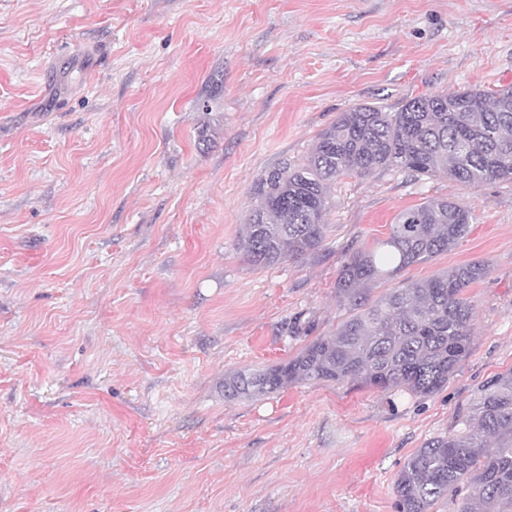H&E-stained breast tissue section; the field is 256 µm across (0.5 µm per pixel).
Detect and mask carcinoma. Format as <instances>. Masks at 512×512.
I'll return each mask as SVG.
<instances>
[{
	"label": "carcinoma",
	"instance_id": "carcinoma-1",
	"mask_svg": "<svg viewBox=\"0 0 512 512\" xmlns=\"http://www.w3.org/2000/svg\"><path fill=\"white\" fill-rule=\"evenodd\" d=\"M390 167L415 177L444 174L467 187L512 182V86L420 95L397 112L359 104L339 113L303 162L285 161L255 184L258 204L243 225L247 262L267 267L321 250L331 184ZM469 230V210L443 198L399 213L380 246H359L344 258L336 289L350 316L335 333L286 363L225 378L224 398L318 381L419 396L441 390L469 352L473 308L464 292L490 265L473 261L371 292L454 248ZM464 488L458 512H512V369L487 379L448 432L409 457L395 483L398 512H433Z\"/></svg>",
	"mask_w": 512,
	"mask_h": 512
}]
</instances>
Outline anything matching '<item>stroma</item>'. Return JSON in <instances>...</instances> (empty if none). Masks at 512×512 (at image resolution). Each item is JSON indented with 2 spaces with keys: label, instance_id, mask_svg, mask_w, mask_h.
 <instances>
[{
  "label": "stroma",
  "instance_id": "stroma-1",
  "mask_svg": "<svg viewBox=\"0 0 512 512\" xmlns=\"http://www.w3.org/2000/svg\"><path fill=\"white\" fill-rule=\"evenodd\" d=\"M512 85V0H0V512H395L407 458L512 369V183L336 179L321 250L249 265L254 184L339 112ZM468 208L470 352L430 396L228 401L347 312L344 256Z\"/></svg>",
  "mask_w": 512,
  "mask_h": 512
}]
</instances>
